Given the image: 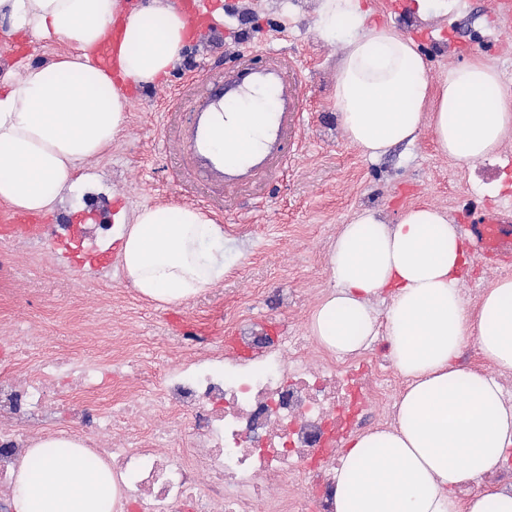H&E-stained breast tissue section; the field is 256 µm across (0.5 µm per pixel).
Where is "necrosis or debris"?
<instances>
[{
  "mask_svg": "<svg viewBox=\"0 0 512 512\" xmlns=\"http://www.w3.org/2000/svg\"><path fill=\"white\" fill-rule=\"evenodd\" d=\"M242 362L206 355L169 366L135 399L101 402L99 363L47 359L30 319L0 331V495L41 439L82 442L120 478L114 512H335L336 469L345 441L394 424L396 377L385 345L336 359L298 321L254 322L230 336ZM67 381L92 400L82 429L60 426L55 388ZM209 412L176 446L178 424Z\"/></svg>",
  "mask_w": 512,
  "mask_h": 512,
  "instance_id": "necrosis-or-debris-1",
  "label": "necrosis or debris"
}]
</instances>
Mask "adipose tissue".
Masks as SVG:
<instances>
[{
	"label": "adipose tissue",
	"instance_id": "adipose-tissue-1",
	"mask_svg": "<svg viewBox=\"0 0 512 512\" xmlns=\"http://www.w3.org/2000/svg\"><path fill=\"white\" fill-rule=\"evenodd\" d=\"M328 40L348 37L334 105L347 140L377 158L430 129L440 153L474 164L512 136V94L482 60L433 84L415 42L371 22L359 0H319ZM187 18L166 0L123 10L120 0H0V35L31 32L72 45L49 64L0 68V200L25 213L54 209L78 166L121 134L130 101L90 53L118 37L123 79L146 86L180 61ZM336 281L310 317V333L343 357L384 334L406 380L397 424L354 436L336 471V512H512V489L484 483L512 447V407L500 376L512 374V278L497 280L468 313L458 271L465 250L441 211L406 208L397 223L362 209L329 251ZM122 264L141 295L187 302L223 280L224 227L202 209L141 207L125 229ZM388 294L385 315L372 300ZM474 335L486 372L457 358ZM483 489L463 502L456 490ZM14 512H112L119 489L108 466L73 440L29 449L16 472Z\"/></svg>",
	"mask_w": 512,
	"mask_h": 512
}]
</instances>
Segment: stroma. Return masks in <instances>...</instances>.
<instances>
[{
    "label": "stroma",
    "instance_id": "obj_1",
    "mask_svg": "<svg viewBox=\"0 0 512 512\" xmlns=\"http://www.w3.org/2000/svg\"><path fill=\"white\" fill-rule=\"evenodd\" d=\"M211 2L221 22L188 40L181 61L161 85L126 88L131 107L124 131L104 154L78 169V186L48 214L55 239L79 237V258L35 240H0L12 265L0 275V321L31 316L59 347L80 354L108 347L117 356L139 348L141 374L136 379L113 375L115 398H129L138 386L152 383L165 351L190 357V348L176 344L186 330L218 346L233 327L252 318L276 325L292 316L308 320L335 286L330 245L359 210L381 208L393 222L405 208L425 204L456 220L467 203L499 204L512 183L505 172L512 161V138L495 159L472 165L442 155L427 129L415 143L378 158L351 146L334 106L344 43L323 39L318 0ZM362 4L373 21L415 39L433 83L477 56L512 91V40L496 29L491 0H428L423 9L417 0H403L402 9L389 14L377 9L376 0ZM270 50L289 61L301 80L304 153L290 158L276 176L234 192L186 174L182 160L162 145V114L169 99L202 67L231 71L247 57L264 61ZM72 51V46L30 34L21 40L0 37V63L20 57L36 62ZM118 197L130 215L145 205L172 202L205 210L223 206L217 216L226 233L223 280L190 302L161 304L132 288L121 267L100 266L99 256L111 250L122 231L113 220ZM33 288L54 289L52 303H30ZM283 290L303 296L295 312L280 305Z\"/></svg>",
    "mask_w": 512,
    "mask_h": 512
}]
</instances>
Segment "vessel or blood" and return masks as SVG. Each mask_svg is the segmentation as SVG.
<instances>
[{
    "mask_svg": "<svg viewBox=\"0 0 512 512\" xmlns=\"http://www.w3.org/2000/svg\"><path fill=\"white\" fill-rule=\"evenodd\" d=\"M269 92L273 110L257 147L243 148L242 159L224 158L215 148L223 129L224 106L245 98L249 90ZM193 120L181 135L183 158L188 166L213 182L237 190L271 176L273 163L283 157L289 135L295 134L299 118L297 82L279 63L248 66L239 73L202 82L191 98ZM464 243L474 246L494 265L512 263V198L497 207L472 206L462 226ZM44 226L39 217H9L0 225V237H40Z\"/></svg>",
    "mask_w": 512,
    "mask_h": 512,
    "instance_id": "vessel-or-blood-1",
    "label": "vessel or blood"
}]
</instances>
